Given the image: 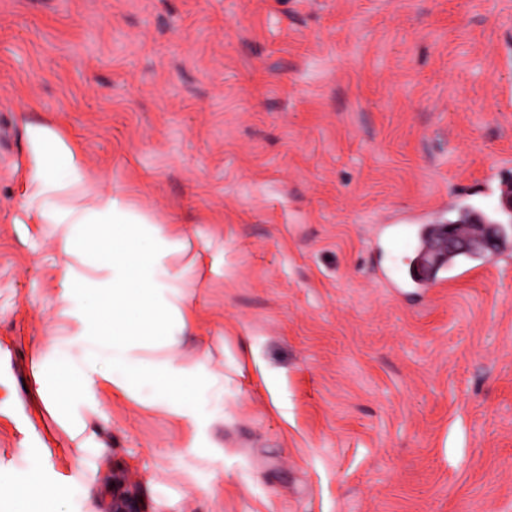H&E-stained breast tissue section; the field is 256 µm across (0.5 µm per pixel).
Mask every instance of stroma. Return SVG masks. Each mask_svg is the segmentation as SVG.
<instances>
[{
    "instance_id": "35a3bbf8",
    "label": "stroma",
    "mask_w": 512,
    "mask_h": 512,
    "mask_svg": "<svg viewBox=\"0 0 512 512\" xmlns=\"http://www.w3.org/2000/svg\"><path fill=\"white\" fill-rule=\"evenodd\" d=\"M29 124L198 257L178 357L223 415L68 401L146 512H512V260L379 277L388 225L512 178V0H0V512L29 457L84 469L32 399L68 228L22 208Z\"/></svg>"
}]
</instances>
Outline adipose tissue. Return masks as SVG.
<instances>
[{"label": "adipose tissue", "instance_id": "obj_1", "mask_svg": "<svg viewBox=\"0 0 512 512\" xmlns=\"http://www.w3.org/2000/svg\"><path fill=\"white\" fill-rule=\"evenodd\" d=\"M26 134L33 161L24 205L34 223L71 227L59 247L64 286L57 297L69 323L50 345L54 388L37 396L58 410L71 394L101 384L132 397L146 386L147 406L200 434L224 406V380L175 354L193 300L180 282L193 263L171 271L174 242L164 225L135 212L122 190L93 188L69 141L43 125L27 126ZM72 484L64 476L49 482L41 459L31 457L11 478L10 512H32L50 493L68 502Z\"/></svg>", "mask_w": 512, "mask_h": 512}]
</instances>
